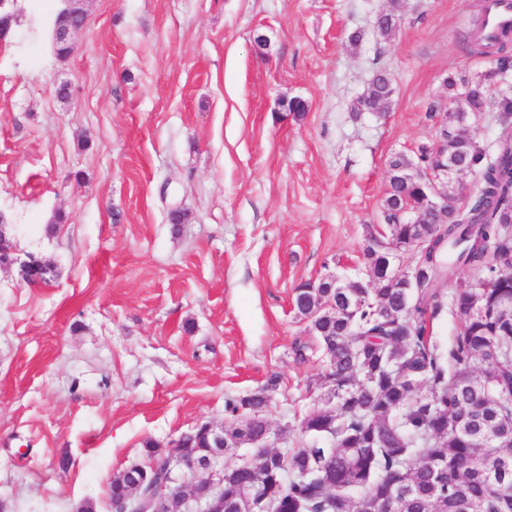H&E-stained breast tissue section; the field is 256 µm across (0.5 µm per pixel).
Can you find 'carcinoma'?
<instances>
[{
  "instance_id": "1",
  "label": "carcinoma",
  "mask_w": 512,
  "mask_h": 512,
  "mask_svg": "<svg viewBox=\"0 0 512 512\" xmlns=\"http://www.w3.org/2000/svg\"><path fill=\"white\" fill-rule=\"evenodd\" d=\"M402 16L392 6L373 21L381 36ZM477 20V51L512 72L509 34L484 43ZM395 94L386 69L376 71L359 100L367 112H385ZM473 114L498 113L493 154L461 136L448 139V158L480 174L476 192L446 224H410L407 209L425 208L421 185L395 172L427 166L429 149L395 154L387 163L383 224L368 230L385 250L417 237L424 245L408 268L411 288L394 277L367 288H316L295 295L296 315L311 340L295 347L298 359L327 360L326 408L309 412L301 432L328 436L327 447L276 451L259 465L224 466V512H248L243 490L253 488L275 512H512V456L494 455L488 439L512 441V314L501 306L512 288L480 289L512 266V96H493L482 76L469 79ZM467 269L473 280L445 285ZM450 314L461 332L447 347L433 336L434 321ZM262 391L224 402L231 436L224 455L236 452L239 420L263 431Z\"/></svg>"
}]
</instances>
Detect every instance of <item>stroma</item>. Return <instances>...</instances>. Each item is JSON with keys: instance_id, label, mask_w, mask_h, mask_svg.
<instances>
[{"instance_id": "35a3bbf8", "label": "stroma", "mask_w": 512, "mask_h": 512, "mask_svg": "<svg viewBox=\"0 0 512 512\" xmlns=\"http://www.w3.org/2000/svg\"><path fill=\"white\" fill-rule=\"evenodd\" d=\"M393 2L403 20L377 36ZM483 5L89 0L62 60V0H7L0 215L56 277L0 271V512H109L145 441L223 424L225 399L260 389L270 445L310 444L326 364L295 356L309 336L294 290L363 270L389 158L438 133L429 103L456 111L474 72L502 88L469 43ZM382 67L390 110L363 111Z\"/></svg>"}]
</instances>
